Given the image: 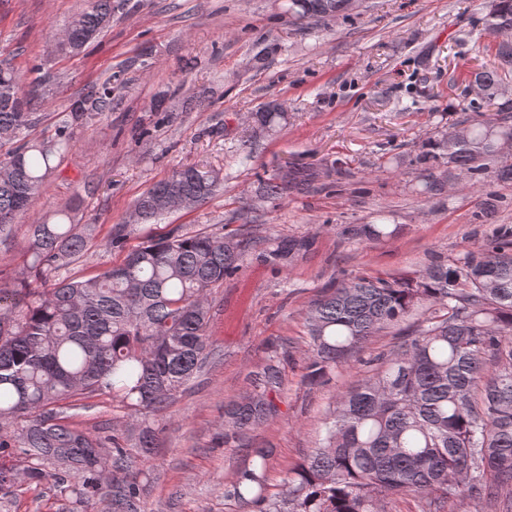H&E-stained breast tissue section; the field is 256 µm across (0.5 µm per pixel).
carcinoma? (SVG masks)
Here are the masks:
<instances>
[{
  "instance_id": "obj_1",
  "label": "carcinoma",
  "mask_w": 512,
  "mask_h": 512,
  "mask_svg": "<svg viewBox=\"0 0 512 512\" xmlns=\"http://www.w3.org/2000/svg\"><path fill=\"white\" fill-rule=\"evenodd\" d=\"M114 0H86L56 47L75 56L112 22ZM298 28L348 16L347 0H283ZM495 40L494 58L474 72L481 103L476 115L427 139L409 160L416 193L444 192L448 178L476 194L488 182H512V0H494L476 38ZM39 82L24 89L21 75L0 68V139L31 125ZM112 108V81L89 90L72 107V122ZM255 136L288 125V109L271 100L251 114ZM72 143L70 126L24 141L0 159V234L44 190L55 161ZM322 171L294 165L258 178L256 192L276 207L308 191ZM223 182L220 172L174 169L144 191L128 220L112 226L120 248L131 224L199 206ZM398 224H356L342 235L390 239ZM88 224L65 209L54 222L29 225L28 275L0 288V512L25 484L52 485L69 512H145L152 474L138 459L156 447L154 418L197 378L207 357L209 298L214 287L257 260L286 268L310 251L314 237L273 239L266 247L238 233L170 228L127 251L122 261L81 280L56 273L82 258ZM417 328L396 337L387 356L340 394L325 436L268 493L271 451L253 448L250 462L224 496L251 512H386L390 494L419 499L420 512H445L448 498L465 493L489 512H512V226L451 262L434 261L415 276H355L334 284L303 314L310 338L306 377L323 379L382 330L415 309ZM250 392L224 408V435L263 425L276 404L282 372L270 360L249 375ZM112 395L126 421L100 438L70 421L66 406L78 395ZM112 478H103L106 462Z\"/></svg>"
}]
</instances>
